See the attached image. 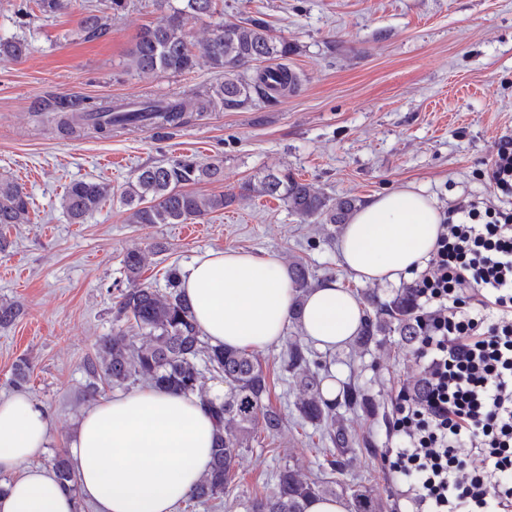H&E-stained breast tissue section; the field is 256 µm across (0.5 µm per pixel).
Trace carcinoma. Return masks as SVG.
Listing matches in <instances>:
<instances>
[{
	"label": "carcinoma",
	"instance_id": "1",
	"mask_svg": "<svg viewBox=\"0 0 512 512\" xmlns=\"http://www.w3.org/2000/svg\"><path fill=\"white\" fill-rule=\"evenodd\" d=\"M159 17L156 23L137 35L128 59L141 74L157 72L182 74L194 70L199 60L224 74V82L214 95L196 92L172 101H141L127 105L90 102L60 97L47 103L42 111L59 113L57 126L64 132H76L91 126L102 135L114 130L151 124L158 128L178 127L193 112H206L217 97L226 110L244 107L257 96L270 102L295 92L299 77L284 60L295 51L285 38L270 34L265 22L247 16L236 24L221 22L210 26L199 51L193 50L186 30L188 19L212 18L218 13L219 0H153ZM108 16L93 11L79 20V31L87 39L106 32ZM29 41L19 35L0 37V59L19 61L30 51ZM253 75H247L248 71ZM223 174L219 165L200 167L188 158L145 165L138 169L122 193L131 224H185L223 210L237 200L253 195L269 196L284 202L288 209L306 221L344 224L362 205L356 198L334 201L281 168L265 172L220 194L204 195L186 186L205 180H217ZM111 188L95 180L75 181L66 188L62 206L70 221L81 223L110 196ZM29 200L24 187L10 178H0V224H19L28 212ZM147 256L139 249L128 251L124 271L128 287L113 305L115 327L96 344L94 356L86 363L89 382L86 393L95 398L100 385L125 388L136 383L169 391L197 394L216 421L215 448L210 470L189 495V500L206 504L224 496L232 480L236 458L250 447L253 432L262 428L276 434L285 422L280 409L268 403L270 375L256 353L246 349L213 346L194 321L191 309L180 292V273H167L165 292L140 282ZM298 298L310 288V273L303 264L289 270ZM366 313L356 346L366 350L379 337L393 333L408 343L418 336L412 296L408 291L389 300L373 294L365 298ZM136 328L140 335L131 336ZM323 364L308 347L291 342L283 370L299 378L301 397L295 403L304 423L322 430L331 444L325 449L331 470L343 466V456L351 440L340 425L336 404L348 408L367 404L356 385L342 386L340 401H329L321 391L319 371ZM224 382V398L212 397L206 381ZM53 471L68 491L77 489V478L66 453L53 460ZM336 495V481L302 477L290 466L274 476V489L245 506L246 512H306L308 502L320 496ZM351 497L355 512H387L382 499L367 490L354 489Z\"/></svg>",
	"mask_w": 512,
	"mask_h": 512
}]
</instances>
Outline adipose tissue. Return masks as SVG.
<instances>
[{
	"label": "adipose tissue",
	"instance_id": "1",
	"mask_svg": "<svg viewBox=\"0 0 512 512\" xmlns=\"http://www.w3.org/2000/svg\"><path fill=\"white\" fill-rule=\"evenodd\" d=\"M442 215L434 198L414 188L379 194L346 225L339 243L344 267L362 281H396L422 270ZM182 291L211 344L262 352L279 343L294 306L318 346L336 349L356 336L364 307L336 280L322 281L297 301L283 265L268 255L227 248L195 258ZM215 423L192 395L155 387L96 403L68 448L77 493L33 465L47 444L46 411L29 397L0 399V512H175L209 469Z\"/></svg>",
	"mask_w": 512,
	"mask_h": 512
}]
</instances>
